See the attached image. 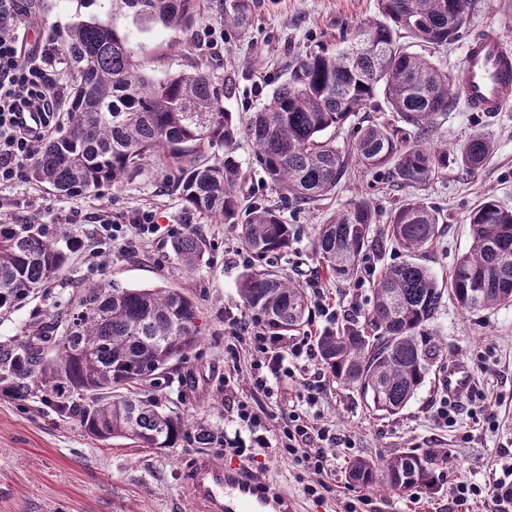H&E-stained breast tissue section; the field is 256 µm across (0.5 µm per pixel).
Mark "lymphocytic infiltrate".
Instances as JSON below:
<instances>
[{
    "label": "lymphocytic infiltrate",
    "instance_id": "1",
    "mask_svg": "<svg viewBox=\"0 0 512 512\" xmlns=\"http://www.w3.org/2000/svg\"><path fill=\"white\" fill-rule=\"evenodd\" d=\"M18 0H0V187L22 180L29 163L41 149L44 138L54 127L53 119L64 92L57 87L49 69L56 47L39 51L27 46L25 28L16 23ZM160 230L153 212L145 211L131 224L99 225L95 247L83 239L74 246L89 250L92 257H101L105 246L116 241H146ZM229 330L234 339L247 344L258 359L252 363V378L257 389L272 393L269 374L280 371L283 363L276 348L278 337L270 335L253 321L232 318ZM280 431L284 442L279 453L292 459L314 474H322L328 466L323 443L332 441L330 430L311 424L307 416L291 411L283 418Z\"/></svg>",
    "mask_w": 512,
    "mask_h": 512
}]
</instances>
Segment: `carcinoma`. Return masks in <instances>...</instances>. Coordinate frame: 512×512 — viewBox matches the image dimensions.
I'll return each mask as SVG.
<instances>
[{"label": "carcinoma", "instance_id": "1", "mask_svg": "<svg viewBox=\"0 0 512 512\" xmlns=\"http://www.w3.org/2000/svg\"><path fill=\"white\" fill-rule=\"evenodd\" d=\"M473 4L377 0L378 16L359 25L345 47L297 58L290 77L244 122L224 110V85L210 72L155 81L141 71L128 36L78 22L60 44V59L73 75L69 127L43 146L30 177L62 195H97L137 176L145 159L154 158L167 170L165 191L233 227L250 254L284 251L294 233L280 211L255 194L243 204L246 175L235 155L240 137L252 141L266 181L296 206L330 195L353 165L383 172L401 189L429 184L448 168V149L422 135L462 91V80L449 75L435 53L461 38ZM253 7L254 0H226L224 27L244 33ZM205 10V0H112L114 12L180 31L190 30ZM367 108L397 119L361 128L351 149L340 148L328 130ZM494 149L492 136L481 131L454 157L475 171ZM440 219L438 208L414 197L400 202L380 228L377 208L359 199L316 227L315 255L338 281L353 279L370 252L390 246L404 255L373 283L366 325L349 321L316 340L329 378L374 412L402 411L441 359V341L430 326L446 297L469 311L512 306V210L488 197L469 214L471 245L446 288L421 262L440 233ZM172 250L192 271L203 241L187 232ZM68 258L51 225L1 222L0 308L47 287ZM238 292L246 315L277 336H293L309 322L304 288L274 270L245 269ZM198 320L196 303L174 288L94 284L61 321L56 359L43 362L25 352L5 379L18 397L41 392L58 416L75 419L97 441L175 448L186 422L159 397H142L140 386L157 387L159 376L200 343ZM438 462L433 449L406 450L379 461L357 458L347 475L357 486L434 494Z\"/></svg>", "mask_w": 512, "mask_h": 512}]
</instances>
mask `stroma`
I'll return each instance as SVG.
<instances>
[{"label": "stroma", "instance_id": "35a3bbf8", "mask_svg": "<svg viewBox=\"0 0 512 512\" xmlns=\"http://www.w3.org/2000/svg\"><path fill=\"white\" fill-rule=\"evenodd\" d=\"M222 13V0H208L204 21L182 32L113 13L112 0H32L20 20L34 47L79 21L109 25L128 36L135 60L153 79L204 69L229 84L224 107L238 116L267 101L272 90L289 78L296 56L342 48L344 38L360 22L376 16L377 2L256 0L243 38L225 32ZM489 26L512 46V0H478L468 32L473 35ZM479 131L492 136L495 151L474 173L452 162L431 184L400 190L389 185L383 174L354 170L334 195L301 210L285 206L282 215L294 226L295 239L288 251L260 261L246 253L227 225L188 210L179 197L163 192L154 161L122 186L98 196H61L28 178L1 188L0 221L52 224L62 237L87 238L97 224H128L149 209L163 227L185 225L201 235L207 247L191 272L181 270L164 231L133 248L113 249L100 270L74 253L60 277L43 292L15 308L0 309V512H192L182 484L187 464L199 453L193 440L184 438L178 447L162 450L133 448L119 439L99 442L88 437L76 420L50 411L40 394L21 399L6 393L1 381L17 353L35 349L51 356L52 322L64 319L84 288L104 280L125 288L165 285L197 304L205 328L202 341L177 372L160 379L157 393L189 424L210 429L215 440L208 452L216 461L235 462L223 452L226 439H251L225 402L226 394L247 401L261 416L277 418L299 405L305 383L318 382L320 399L309 415L338 436L326 447L331 459L328 474L320 478L281 459V434L271 426L264 432V448L248 461L254 470L287 488L301 512H343L350 502L357 512H498L496 500L471 497L459 502L451 489L460 483L495 484L512 466V306L468 312L448 301L431 325L443 345L442 360L409 404L390 416L369 411L356 393L329 381L315 357L306 360L304 376L278 373L272 380L278 394L267 397L253 386L248 351L234 356L226 350L229 316L245 313L238 281L254 264L290 275L308 293L323 292L334 314L312 321L305 340L315 341L324 329L348 320L363 321L373 282L384 266L400 261V253L388 249L368 254L354 280L339 282L324 277L313 252L315 225L361 197L371 198L386 212L412 196L436 205L440 234L422 261L439 280H447L456 260L470 247V212L488 196L512 209V109L489 118L459 102L425 134L428 144L453 151ZM457 362L469 368L470 396L458 408L456 425L450 427L437 420L436 411L447 398L441 379ZM473 409L494 419L498 431L474 427L469 418ZM406 448L440 451L436 493L403 495L348 482L346 470L352 459L377 460ZM320 479L327 485L320 497L304 495V485Z\"/></svg>", "mask_w": 512, "mask_h": 512}]
</instances>
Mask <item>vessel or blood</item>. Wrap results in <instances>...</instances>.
Here are the masks:
<instances>
[{"label": "vessel or blood", "instance_id": "1", "mask_svg": "<svg viewBox=\"0 0 512 512\" xmlns=\"http://www.w3.org/2000/svg\"><path fill=\"white\" fill-rule=\"evenodd\" d=\"M462 95L470 111L495 114L512 107V48L498 31L486 28L463 49ZM470 386L467 366L449 368L442 388L463 399ZM194 512H293L278 486L247 467L227 468L200 454L185 479Z\"/></svg>", "mask_w": 512, "mask_h": 512}]
</instances>
